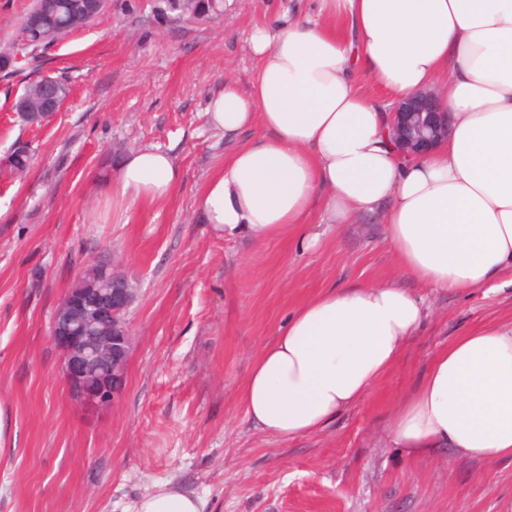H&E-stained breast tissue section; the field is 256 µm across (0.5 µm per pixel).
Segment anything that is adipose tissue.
Listing matches in <instances>:
<instances>
[{
    "instance_id": "adipose-tissue-1",
    "label": "adipose tissue",
    "mask_w": 512,
    "mask_h": 512,
    "mask_svg": "<svg viewBox=\"0 0 512 512\" xmlns=\"http://www.w3.org/2000/svg\"><path fill=\"white\" fill-rule=\"evenodd\" d=\"M311 11L255 26L249 88L226 83L207 105L215 129L261 126L207 182L197 207L225 239L287 234L320 211L326 224L377 216L398 267L447 292L496 286L512 271V0H313ZM374 80L386 98L362 91ZM431 90L448 137L404 155L391 108ZM158 148L126 154L105 194L112 218L167 200L179 181ZM427 312L387 280L319 293L263 348L238 397L256 428L294 439L363 401L401 359ZM390 434L407 457L449 449L512 457V323L482 325L432 358L395 410ZM167 481L133 512H205Z\"/></svg>"
}]
</instances>
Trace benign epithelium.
Returning a JSON list of instances; mask_svg holds the SVG:
<instances>
[{
  "mask_svg": "<svg viewBox=\"0 0 512 512\" xmlns=\"http://www.w3.org/2000/svg\"><path fill=\"white\" fill-rule=\"evenodd\" d=\"M64 103L57 83L42 81L37 112L18 110L26 123H43ZM448 113L428 91L402 97L392 107L391 134L401 151L419 155L448 136ZM106 288H71L53 317L51 342L60 351L71 397L93 413L111 409L119 400L127 375L131 334L128 312L136 288L127 278L98 271Z\"/></svg>",
  "mask_w": 512,
  "mask_h": 512,
  "instance_id": "7a95c632",
  "label": "benign epithelium"
}]
</instances>
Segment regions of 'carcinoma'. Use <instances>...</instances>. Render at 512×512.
Returning <instances> with one entry per match:
<instances>
[{
    "label": "carcinoma",
    "instance_id": "cac0c4a2",
    "mask_svg": "<svg viewBox=\"0 0 512 512\" xmlns=\"http://www.w3.org/2000/svg\"><path fill=\"white\" fill-rule=\"evenodd\" d=\"M81 2L33 0L20 26L24 44L33 49H45L90 26L99 14L86 13ZM152 9L160 21L215 20L224 16V0H153Z\"/></svg>",
    "mask_w": 512,
    "mask_h": 512
}]
</instances>
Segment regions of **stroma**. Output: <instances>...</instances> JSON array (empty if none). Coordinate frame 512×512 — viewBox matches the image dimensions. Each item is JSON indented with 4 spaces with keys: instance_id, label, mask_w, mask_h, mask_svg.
Returning a JSON list of instances; mask_svg holds the SVG:
<instances>
[{
    "instance_id": "stroma-1",
    "label": "stroma",
    "mask_w": 512,
    "mask_h": 512,
    "mask_svg": "<svg viewBox=\"0 0 512 512\" xmlns=\"http://www.w3.org/2000/svg\"><path fill=\"white\" fill-rule=\"evenodd\" d=\"M32 0H0V512H129L174 479L208 512H512V458L443 451L411 459L390 419L437 351L479 324L512 321V292H440L402 272L380 222L324 224L260 243L203 224L197 201L252 127L228 138L208 125V97L248 88L246 42L300 0H234L218 22L161 23L151 0H120L62 43L22 49ZM69 95L42 125L13 108L40 77ZM169 151L181 172L172 196L112 220L97 190L128 151ZM26 148L25 173L8 156ZM137 290L124 393L92 414L72 400L51 316L93 264ZM398 281L428 317L394 369L325 429L288 440L255 428L238 399L255 357L305 300L351 284Z\"/></svg>"
}]
</instances>
